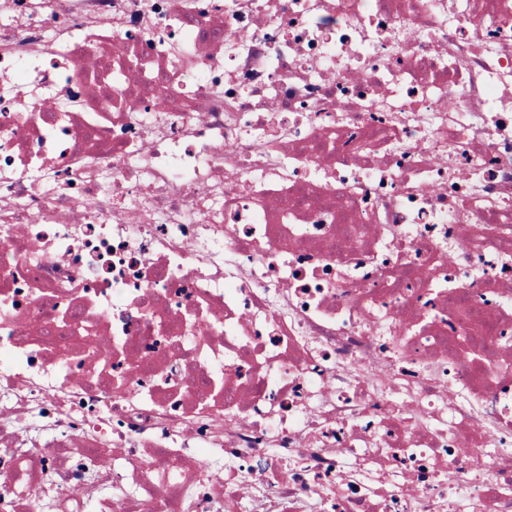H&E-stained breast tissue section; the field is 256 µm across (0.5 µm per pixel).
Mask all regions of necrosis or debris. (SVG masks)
<instances>
[{
  "label": "necrosis or debris",
  "mask_w": 512,
  "mask_h": 512,
  "mask_svg": "<svg viewBox=\"0 0 512 512\" xmlns=\"http://www.w3.org/2000/svg\"><path fill=\"white\" fill-rule=\"evenodd\" d=\"M0 512H512V0H0Z\"/></svg>",
  "instance_id": "necrosis-or-debris-1"
}]
</instances>
